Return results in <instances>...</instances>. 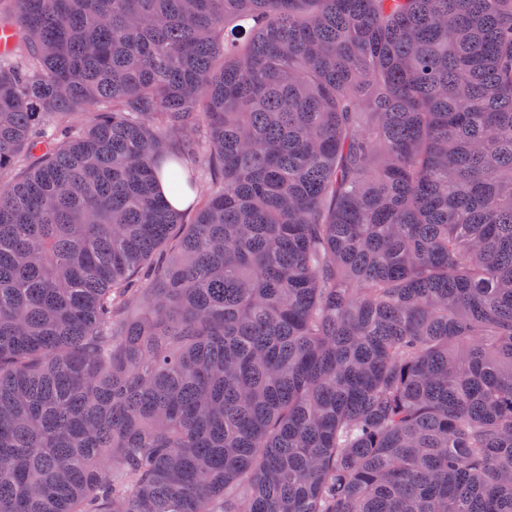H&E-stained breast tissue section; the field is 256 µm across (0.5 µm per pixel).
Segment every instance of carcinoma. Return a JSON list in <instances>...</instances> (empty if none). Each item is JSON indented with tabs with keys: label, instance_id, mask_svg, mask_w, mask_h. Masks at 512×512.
Returning a JSON list of instances; mask_svg holds the SVG:
<instances>
[{
	"label": "carcinoma",
	"instance_id": "1",
	"mask_svg": "<svg viewBox=\"0 0 512 512\" xmlns=\"http://www.w3.org/2000/svg\"><path fill=\"white\" fill-rule=\"evenodd\" d=\"M1 25L0 512H512V0ZM157 191L170 206L180 212L187 210L194 199V193L187 188L181 194L175 193L167 171H164L162 179L158 180Z\"/></svg>",
	"mask_w": 512,
	"mask_h": 512
}]
</instances>
